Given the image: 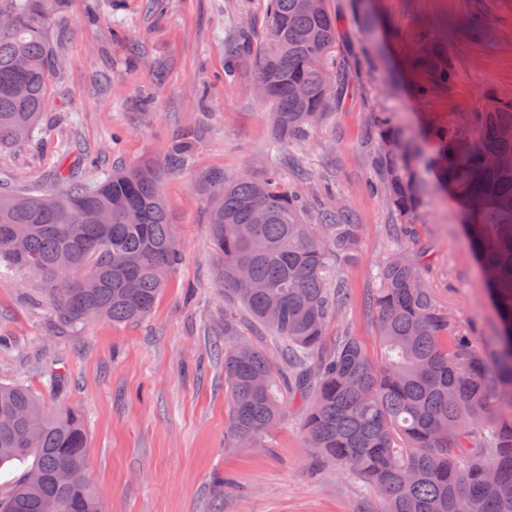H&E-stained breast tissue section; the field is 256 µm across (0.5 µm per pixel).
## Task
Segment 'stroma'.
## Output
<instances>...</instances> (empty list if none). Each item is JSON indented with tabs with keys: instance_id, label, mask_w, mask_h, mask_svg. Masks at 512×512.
Here are the masks:
<instances>
[{
	"instance_id": "1",
	"label": "stroma",
	"mask_w": 512,
	"mask_h": 512,
	"mask_svg": "<svg viewBox=\"0 0 512 512\" xmlns=\"http://www.w3.org/2000/svg\"><path fill=\"white\" fill-rule=\"evenodd\" d=\"M350 82L337 112L304 142L275 146L268 108L253 91L256 58L227 72L224 58L248 31L265 36V0H66L47 37L58 49L42 133L0 148V188L55 190L70 166L88 178L89 160L112 170L152 159L179 237L181 263L144 319L60 325L39 276H0V382L42 393L50 407L84 416L85 477L106 512H385L383 498L354 475L319 462L290 406L256 446H228L224 387V295L214 279L209 207L215 185L233 174L260 175L264 157L300 194H333L361 226L359 259L346 268L351 301L328 336L349 331L370 355L380 341L366 297L373 269L394 250L429 249L426 281L453 318L479 342L497 315L462 231V211L436 174L413 232L392 234L398 216L372 186L374 122L387 117L423 142L432 125L469 121L485 101L512 91V0H331ZM487 18L486 35L455 25ZM451 47L447 89L420 97L426 73L407 59L420 44ZM191 148L174 165L169 144Z\"/></svg>"
}]
</instances>
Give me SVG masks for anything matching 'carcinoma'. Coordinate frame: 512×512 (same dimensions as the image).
Listing matches in <instances>:
<instances>
[{
    "label": "carcinoma",
    "mask_w": 512,
    "mask_h": 512,
    "mask_svg": "<svg viewBox=\"0 0 512 512\" xmlns=\"http://www.w3.org/2000/svg\"><path fill=\"white\" fill-rule=\"evenodd\" d=\"M1 15L11 25L0 27V146L35 136L57 55L47 0H0ZM266 15L256 81L279 143L299 142L336 111L349 83L336 18L329 0H267ZM410 64L429 73L431 90L452 81L445 49L421 46ZM374 133L378 192L405 236L428 194L415 167L420 150L386 118ZM429 138L425 165L464 210L502 329L478 346L426 286L429 254L399 250L376 270L369 298L381 358L347 331L327 343L328 323L350 302L341 271L357 258L361 225L338 200L298 197L270 158L260 178L225 179L209 214L226 304V435L234 446L253 444L299 401L309 447L376 488L386 512H512V95L488 101L472 124L435 125ZM56 180L58 192L0 193V270L38 273L71 326L90 310L114 323L145 317L184 253L156 163L84 183L60 167ZM257 208L263 224L253 223ZM237 309L282 342L281 365L244 336ZM87 442L79 412L0 383V468L29 463L0 512H104L85 479ZM61 468L68 485L56 482Z\"/></svg>",
    "instance_id": "obj_1"
}]
</instances>
